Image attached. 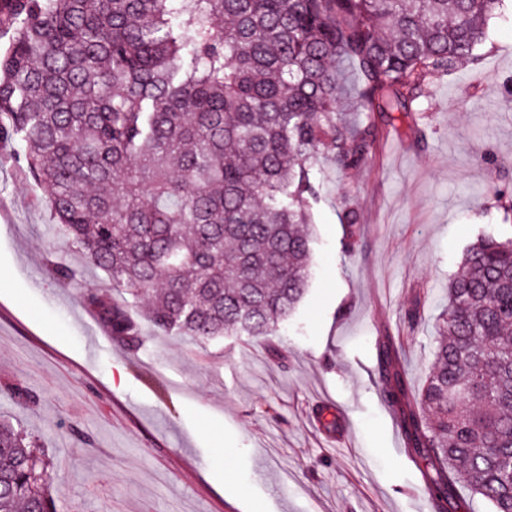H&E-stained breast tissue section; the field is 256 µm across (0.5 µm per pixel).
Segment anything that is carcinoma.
Returning <instances> with one entry per match:
<instances>
[{"instance_id": "obj_1", "label": "carcinoma", "mask_w": 512, "mask_h": 512, "mask_svg": "<svg viewBox=\"0 0 512 512\" xmlns=\"http://www.w3.org/2000/svg\"><path fill=\"white\" fill-rule=\"evenodd\" d=\"M504 0H0V144L46 192L54 230L131 300L85 305L130 350L274 336L308 288L320 156L362 165L373 124L407 117L429 76L477 60ZM65 286L79 271L51 264ZM413 392L390 342L385 398L434 512L458 488L512 512V240L481 236L448 281ZM322 427L336 430L326 405ZM39 441L0 421V512H59Z\"/></svg>"}]
</instances>
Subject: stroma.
I'll return each instance as SVG.
<instances>
[{
	"mask_svg": "<svg viewBox=\"0 0 512 512\" xmlns=\"http://www.w3.org/2000/svg\"><path fill=\"white\" fill-rule=\"evenodd\" d=\"M478 59L426 80L415 111L378 120L376 152L319 163L312 277L271 343L199 349L155 336L113 342L83 294L108 276L51 238L50 208L0 147V417L48 453L60 512H432L379 378L392 337L414 388L432 365L436 318L466 249L512 237V7L490 19ZM359 225L345 246V211ZM60 262L81 271L49 279ZM32 389L31 408L7 395ZM335 407L338 431L319 426Z\"/></svg>",
	"mask_w": 512,
	"mask_h": 512,
	"instance_id": "obj_1",
	"label": "stroma"
}]
</instances>
